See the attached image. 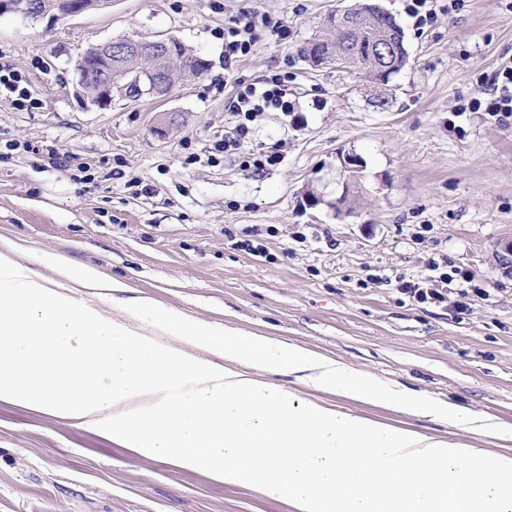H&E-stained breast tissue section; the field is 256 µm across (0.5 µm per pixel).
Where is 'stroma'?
I'll list each match as a JSON object with an SVG mask.
<instances>
[{"label":"stroma","mask_w":512,"mask_h":512,"mask_svg":"<svg viewBox=\"0 0 512 512\" xmlns=\"http://www.w3.org/2000/svg\"><path fill=\"white\" fill-rule=\"evenodd\" d=\"M255 2L288 40L257 31L236 76L279 71L298 117L269 111L238 150L224 29ZM351 0H112L54 20L0 11V55L40 106L0 100V250L44 274L42 254L89 265L192 318L310 348L512 425V277L494 262L512 238V116L457 113L482 75L512 57V0H457L416 27L406 0H381L409 54L393 105L374 110L365 71L302 54ZM175 38L204 60L168 95L84 96L75 64L91 46ZM280 149L257 172L243 156ZM364 166L353 212L337 215L338 156ZM89 164L81 172L79 164ZM325 196L316 207L308 190ZM262 245L266 255H252ZM448 273L444 303L400 292ZM343 410L512 455L424 416L327 396ZM0 512H294L285 499L139 457L72 422L0 401Z\"/></svg>","instance_id":"stroma-1"}]
</instances>
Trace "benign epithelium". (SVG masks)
<instances>
[{"mask_svg": "<svg viewBox=\"0 0 512 512\" xmlns=\"http://www.w3.org/2000/svg\"><path fill=\"white\" fill-rule=\"evenodd\" d=\"M112 6V0H43L37 4L32 0H9V9L26 16H79L92 10H103ZM336 23L349 28L355 35L362 34L368 27L365 19L354 16L346 10L336 14ZM404 47L403 34L395 21L376 28L372 39L370 60L372 65L388 70V64L398 56V48ZM123 56H133L141 61L136 71L122 77L112 71V52ZM92 54L100 63L99 75L92 85L91 99L98 105H108L115 94L125 96H164V86L157 76L168 72L175 62L171 52V41L134 40L116 45L114 42L99 44L93 47Z\"/></svg>", "mask_w": 512, "mask_h": 512, "instance_id": "7a95c632", "label": "benign epithelium"}]
</instances>
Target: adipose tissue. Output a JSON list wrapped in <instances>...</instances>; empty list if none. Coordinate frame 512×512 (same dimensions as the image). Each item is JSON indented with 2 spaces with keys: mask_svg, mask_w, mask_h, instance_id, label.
I'll use <instances>...</instances> for the list:
<instances>
[{
  "mask_svg": "<svg viewBox=\"0 0 512 512\" xmlns=\"http://www.w3.org/2000/svg\"><path fill=\"white\" fill-rule=\"evenodd\" d=\"M0 252V401L72 421L135 454L288 500L294 512H512V455L355 415L263 379L272 371L354 401L485 435L512 425L398 388L290 343L138 298L125 315L74 298ZM82 287L119 288L95 268ZM471 479H464V472Z\"/></svg>",
  "mask_w": 512,
  "mask_h": 512,
  "instance_id": "adipose-tissue-1",
  "label": "adipose tissue"
}]
</instances>
